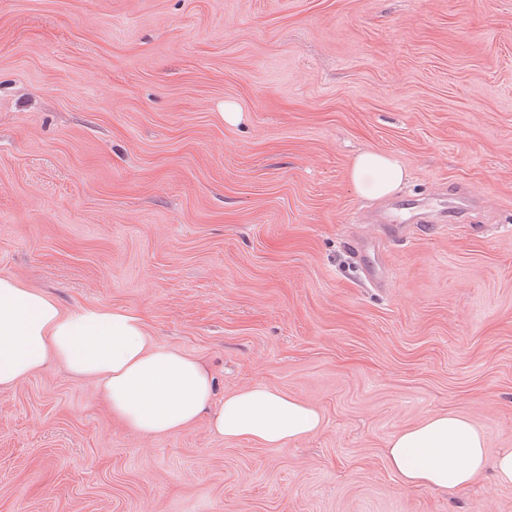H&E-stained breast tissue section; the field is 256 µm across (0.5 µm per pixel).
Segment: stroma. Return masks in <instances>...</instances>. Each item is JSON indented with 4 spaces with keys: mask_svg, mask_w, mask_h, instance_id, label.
<instances>
[{
    "mask_svg": "<svg viewBox=\"0 0 512 512\" xmlns=\"http://www.w3.org/2000/svg\"><path fill=\"white\" fill-rule=\"evenodd\" d=\"M0 276L322 416L138 434L52 361L0 389V512H512L385 455L444 412L512 448V0H0ZM351 177L362 193L380 197L392 193L399 186L404 172L390 156L363 153L356 158ZM213 432L227 440L280 447L317 431L320 412L264 384H254L224 397L211 413Z\"/></svg>",
    "mask_w": 512,
    "mask_h": 512,
    "instance_id": "35a3bbf8",
    "label": "stroma"
}]
</instances>
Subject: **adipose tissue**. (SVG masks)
Returning a JSON list of instances; mask_svg holds the SVG:
<instances>
[{
  "label": "adipose tissue",
  "instance_id": "obj_1",
  "mask_svg": "<svg viewBox=\"0 0 512 512\" xmlns=\"http://www.w3.org/2000/svg\"><path fill=\"white\" fill-rule=\"evenodd\" d=\"M351 177L361 192L380 197L399 186L404 172L390 156L364 153ZM51 358L74 375L95 379L113 417L140 434L177 432L207 411L215 434L273 448L322 424L314 406L264 384L212 405L207 369L154 342L140 314L98 306L64 312L15 279L0 277V387L12 386ZM387 458L409 486L462 489L489 465L501 484H512V450L488 461L482 432L450 413L398 432L388 443Z\"/></svg>",
  "mask_w": 512,
  "mask_h": 512
}]
</instances>
